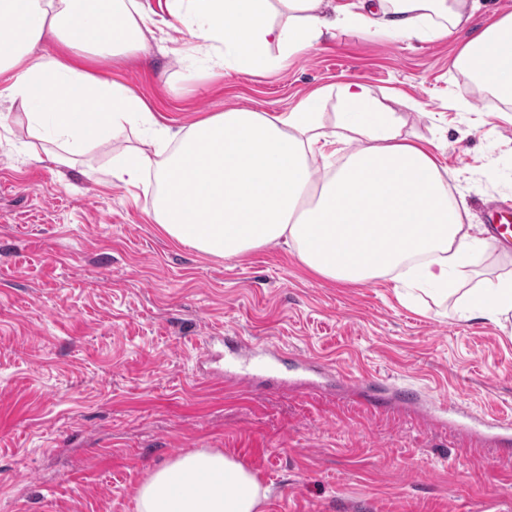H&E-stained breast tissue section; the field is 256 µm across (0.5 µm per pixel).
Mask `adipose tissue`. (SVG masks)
I'll list each match as a JSON object with an SVG mask.
<instances>
[{
	"label": "adipose tissue",
	"instance_id": "obj_1",
	"mask_svg": "<svg viewBox=\"0 0 512 512\" xmlns=\"http://www.w3.org/2000/svg\"><path fill=\"white\" fill-rule=\"evenodd\" d=\"M476 0H170L197 39L191 55L256 74L341 30L372 26L433 40L464 27ZM141 0H0V98L29 106V128L68 167L100 132L144 126L156 160L131 146L112 159L114 183L154 180L150 212L177 243L228 260L284 241L310 272L344 283L391 279L404 297L452 299L467 319H512V272L468 287L485 247L465 224L430 146L401 136V121L361 83L339 87L326 120L319 97L289 112L228 110L187 131L160 124L126 87L89 74L92 57L142 48ZM55 47L34 54L40 43ZM454 66L512 103V12L474 33ZM268 490L224 452L201 448L155 468L136 489L138 512H264Z\"/></svg>",
	"mask_w": 512,
	"mask_h": 512
}]
</instances>
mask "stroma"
Returning <instances> with one entry per match:
<instances>
[{"instance_id":"stroma-1","label":"stroma","mask_w":512,"mask_h":512,"mask_svg":"<svg viewBox=\"0 0 512 512\" xmlns=\"http://www.w3.org/2000/svg\"><path fill=\"white\" fill-rule=\"evenodd\" d=\"M142 2L143 50L87 65L161 123L287 112L322 88L330 114L336 89L357 81L403 137L431 143L468 223L512 200V104L453 66L469 31L512 0H481L469 30L438 40L344 32L256 75L183 57L189 28L166 0ZM25 112L0 102V512H137L147 475L198 448L251 469L265 512H512V450L471 438L453 412L512 415V332L448 301L408 304L389 280L319 277L282 243L234 260L182 246L149 218L152 190L108 181L131 133L102 134L60 167ZM225 334L280 348L278 373L230 380ZM341 371L450 409L374 407L334 380Z\"/></svg>"}]
</instances>
